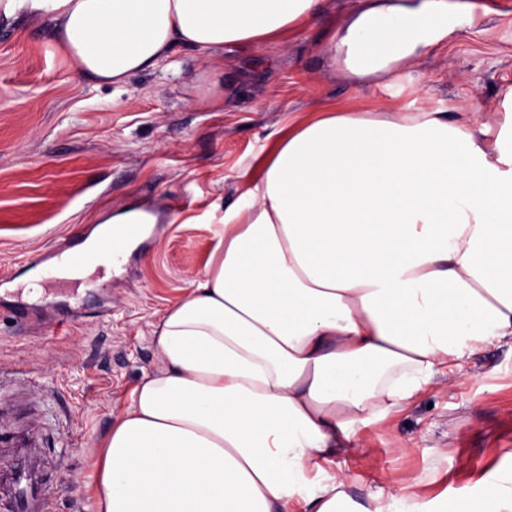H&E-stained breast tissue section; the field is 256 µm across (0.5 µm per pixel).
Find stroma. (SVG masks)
<instances>
[{"label":"stroma","mask_w":512,"mask_h":512,"mask_svg":"<svg viewBox=\"0 0 512 512\" xmlns=\"http://www.w3.org/2000/svg\"><path fill=\"white\" fill-rule=\"evenodd\" d=\"M465 27L415 67L416 89L350 87L327 70L316 45L324 28L287 35L246 64L204 65L176 48L157 71L122 88L82 78L65 51L47 55L46 25L0 23V363L34 372L43 389L36 454L53 512H96L101 440L158 364L153 325L203 273L224 209L245 173H257L274 132L325 104L406 112H479L503 120L512 85V0H486ZM158 214L119 275L94 264L79 278L24 280L38 254L87 240L113 214ZM81 318L63 333L34 329L45 306ZM26 306L18 316V306ZM329 469L348 477L350 512L390 495L417 496L448 512L476 484L512 471V346L497 344L435 380ZM411 447L402 454L393 439Z\"/></svg>","instance_id":"stroma-1"}]
</instances>
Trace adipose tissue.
<instances>
[{
    "mask_svg": "<svg viewBox=\"0 0 512 512\" xmlns=\"http://www.w3.org/2000/svg\"><path fill=\"white\" fill-rule=\"evenodd\" d=\"M323 2L0 0V20L45 21L83 77L119 88L178 47L210 63L282 43ZM487 13L358 0L317 49L385 89ZM276 135L154 326L159 366L104 438L97 512H339L326 465L363 427L512 342V125L326 105ZM460 512H512V472Z\"/></svg>",
    "mask_w": 512,
    "mask_h": 512,
    "instance_id": "1",
    "label": "adipose tissue"
}]
</instances>
